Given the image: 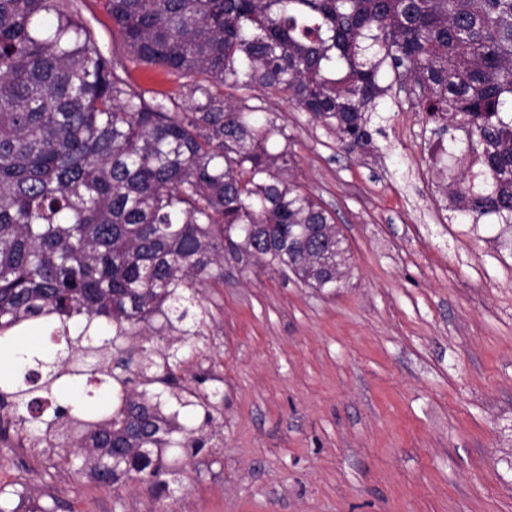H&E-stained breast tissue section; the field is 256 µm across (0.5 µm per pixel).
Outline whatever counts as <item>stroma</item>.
I'll list each match as a JSON object with an SVG mask.
<instances>
[{
  "label": "stroma",
  "instance_id": "35a3bbf8",
  "mask_svg": "<svg viewBox=\"0 0 512 512\" xmlns=\"http://www.w3.org/2000/svg\"><path fill=\"white\" fill-rule=\"evenodd\" d=\"M77 3L129 82L173 112L194 101L190 82L130 64L101 0ZM383 105L379 153L350 158L271 102L352 274L329 294L225 257L177 372L209 395L212 440L169 493L113 490L60 449L0 444V498L19 512H512V252L488 226L449 220L422 113Z\"/></svg>",
  "mask_w": 512,
  "mask_h": 512
}]
</instances>
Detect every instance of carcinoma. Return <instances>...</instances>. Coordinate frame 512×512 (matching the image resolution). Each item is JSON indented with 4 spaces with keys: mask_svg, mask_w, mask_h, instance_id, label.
<instances>
[{
    "mask_svg": "<svg viewBox=\"0 0 512 512\" xmlns=\"http://www.w3.org/2000/svg\"><path fill=\"white\" fill-rule=\"evenodd\" d=\"M132 61L187 79L182 112L124 77L74 0H0V442L166 491L214 420L177 389L224 254L342 287L335 217L291 177L286 100L351 156L382 103L424 116L449 220L512 252V0H103ZM168 337L165 350L124 347ZM200 406L201 425L186 408Z\"/></svg>",
    "mask_w": 512,
    "mask_h": 512,
    "instance_id": "1",
    "label": "carcinoma"
}]
</instances>
